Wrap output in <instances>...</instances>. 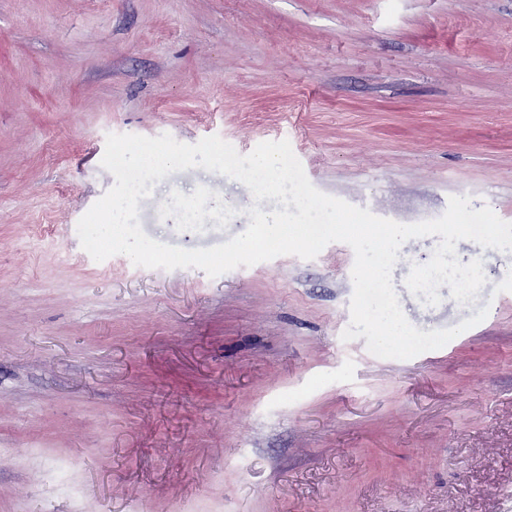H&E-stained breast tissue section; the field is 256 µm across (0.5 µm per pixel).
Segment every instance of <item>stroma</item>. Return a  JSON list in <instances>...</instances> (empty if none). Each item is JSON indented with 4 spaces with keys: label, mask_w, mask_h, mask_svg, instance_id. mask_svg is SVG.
Masks as SVG:
<instances>
[{
    "label": "stroma",
    "mask_w": 512,
    "mask_h": 512,
    "mask_svg": "<svg viewBox=\"0 0 512 512\" xmlns=\"http://www.w3.org/2000/svg\"><path fill=\"white\" fill-rule=\"evenodd\" d=\"M111 134L288 141L319 191L401 224L469 198L512 223V0H0V512H501L512 499V251L459 241V303L392 283L445 346L380 358L328 244L217 277L95 261L77 224ZM197 200L193 223L183 204ZM241 182L191 168L139 202L183 249L243 233Z\"/></svg>",
    "instance_id": "obj_1"
}]
</instances>
